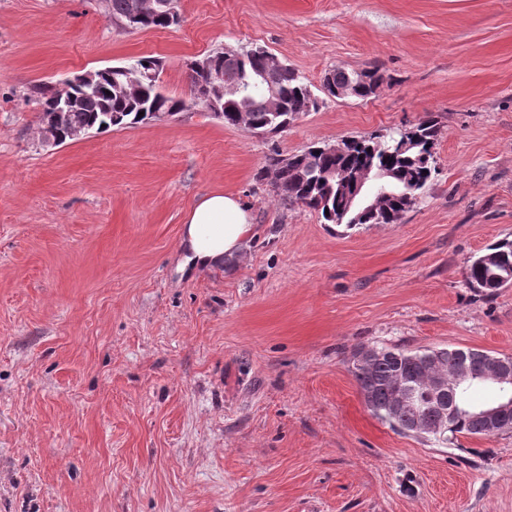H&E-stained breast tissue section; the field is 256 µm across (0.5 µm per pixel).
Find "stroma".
<instances>
[{"instance_id":"obj_1","label":"stroma","mask_w":512,"mask_h":512,"mask_svg":"<svg viewBox=\"0 0 512 512\" xmlns=\"http://www.w3.org/2000/svg\"><path fill=\"white\" fill-rule=\"evenodd\" d=\"M131 31L104 0H0V512H512V432L435 445L366 408L362 346L512 355V0H178ZM260 47L319 106L275 137L196 103L191 61ZM143 56L186 107L44 147L32 87ZM378 68L367 99L326 72ZM437 119L394 224L328 228L258 174L275 155ZM238 195L243 255L185 267L188 208ZM465 284L487 296L512 285V240L507 238L468 261Z\"/></svg>"}]
</instances>
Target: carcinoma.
<instances>
[{
	"mask_svg": "<svg viewBox=\"0 0 512 512\" xmlns=\"http://www.w3.org/2000/svg\"><path fill=\"white\" fill-rule=\"evenodd\" d=\"M137 2L106 0L108 14L124 21ZM166 2L155 0L156 12L141 23L142 28L170 26ZM210 58L225 78L235 80L240 85L252 86V92L245 101L239 97L224 99V123L228 125L231 124L232 115L244 111L251 132L274 136L317 105V99L307 83L288 66L267 70L249 51L233 63L225 60L222 52L212 54ZM334 79L338 85H355L357 98L365 99L374 93L380 76L375 70L354 71L337 67L334 69ZM267 87L276 90L281 101V109L274 120L264 106L263 91ZM108 90L112 94H106ZM182 107V101L158 93L155 83L151 81L143 83L140 98L133 100L115 88L109 89V82L106 81L97 93L83 95L74 107L57 113V119L59 128L65 133L85 127L105 132L114 127L148 123L151 112H178ZM418 131L416 143L406 152L396 148L402 138L398 129L386 135L353 137L342 155L325 153L320 144H314L299 153L297 163L278 170L276 180L272 182L273 188L284 203L306 206L317 212L326 224L343 226L348 230L364 224H393L405 211L406 195L417 198L436 172L434 155L429 147L437 140L438 122L428 116L418 123ZM377 165L391 171V176L387 178L390 195L382 198L375 211L370 213L364 212V207L347 198L344 184L327 178V175L337 172L347 179L360 170ZM465 284L487 296L511 286L512 240L505 238L487 248V252L469 260ZM429 352V348L413 351L384 347L382 354L375 357L367 368L354 372L359 388L371 391L372 400L367 404V409L398 433L411 430L414 418L405 409L399 412L390 409L391 387L398 377L418 369L421 357ZM440 353L442 368L448 374H453L462 362L459 349L446 347L440 349ZM459 434L480 436L482 430L469 414L463 413L452 422L444 440L430 437L428 441L446 445Z\"/></svg>",
	"mask_w": 512,
	"mask_h": 512,
	"instance_id": "1",
	"label": "carcinoma"
}]
</instances>
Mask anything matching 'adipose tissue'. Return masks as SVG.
Wrapping results in <instances>:
<instances>
[{
  "label": "adipose tissue",
  "mask_w": 512,
  "mask_h": 512,
  "mask_svg": "<svg viewBox=\"0 0 512 512\" xmlns=\"http://www.w3.org/2000/svg\"><path fill=\"white\" fill-rule=\"evenodd\" d=\"M253 225L246 204L221 191L199 197L188 210L179 242L185 265L198 270L241 256Z\"/></svg>",
  "instance_id": "obj_1"
}]
</instances>
